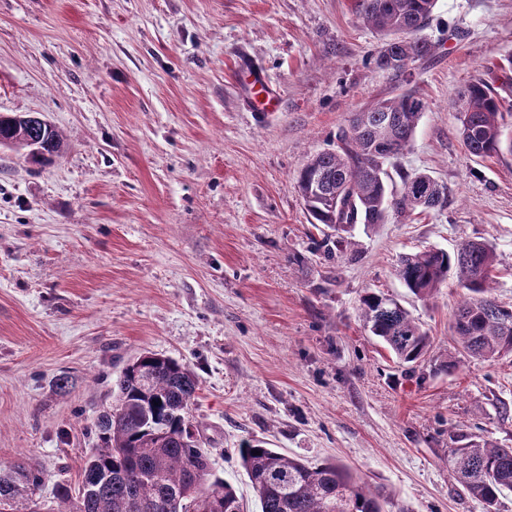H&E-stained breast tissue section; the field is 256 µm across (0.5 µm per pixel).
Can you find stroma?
Returning <instances> with one entry per match:
<instances>
[{
	"instance_id": "35a3bbf8",
	"label": "stroma",
	"mask_w": 512,
	"mask_h": 512,
	"mask_svg": "<svg viewBox=\"0 0 512 512\" xmlns=\"http://www.w3.org/2000/svg\"><path fill=\"white\" fill-rule=\"evenodd\" d=\"M422 35L434 53L404 79L375 67L384 39L356 0H0V112L43 114L63 141L43 167L0 146V463L42 467L38 502L79 487L96 414L149 351L197 375L194 425L248 512L246 440L336 460L399 512H482L448 451L512 448V354L468 356L450 328L456 281L423 301L394 266L486 242L493 295L512 305V157L470 158L452 105L472 79L504 77L512 0H437ZM242 56L279 111H252ZM405 86L427 110L389 186L424 173L448 203L355 226L325 259L297 172ZM369 289L456 369L399 364L360 317Z\"/></svg>"
}]
</instances>
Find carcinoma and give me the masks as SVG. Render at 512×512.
Instances as JSON below:
<instances>
[{"mask_svg": "<svg viewBox=\"0 0 512 512\" xmlns=\"http://www.w3.org/2000/svg\"><path fill=\"white\" fill-rule=\"evenodd\" d=\"M436 0H357L358 19L386 38L376 66L397 76L409 64L431 55L435 46L421 36ZM414 38H401L403 29ZM459 134L469 156L481 160L512 156V105L483 77L457 91ZM426 109L416 93L406 90L381 99L356 113L338 134L336 149L308 159L298 172L294 189L312 218V226L328 229L319 247L332 255V235L358 224L385 221L396 213L434 210L448 202L446 188L426 174L402 176L403 187L424 180L426 198L389 192L385 163L402 154L413 139ZM36 140L48 156H56L62 139L55 126L34 128L0 116V144L29 150ZM497 262L492 246L469 241L453 253L431 249L408 254L396 268L411 294L428 299L455 275L464 290L454 314L458 343L468 354L492 360L512 353V306L490 294ZM364 324L402 363L428 355L433 341L409 312L381 292L359 299ZM198 380L191 368L173 358L143 352L123 368L115 381L112 407L98 415V439L88 456L83 478L99 475L91 488L72 495L63 483L54 498L67 505L63 512H198V501L211 489L221 497L207 512H244L242 498L214 467L211 452L197 437L192 423ZM259 454H254V451ZM242 467L260 504V512H387L388 498L336 461L308 464L261 442L238 448ZM456 479L478 501L483 512H499L500 498L512 492V448L487 441L450 449ZM45 481L37 466L24 461L0 464V506H12L21 494H31Z\"/></svg>", "mask_w": 512, "mask_h": 512, "instance_id": "obj_1", "label": "carcinoma"}]
</instances>
